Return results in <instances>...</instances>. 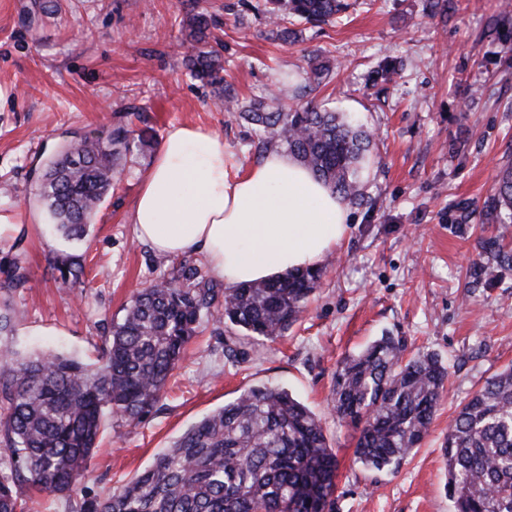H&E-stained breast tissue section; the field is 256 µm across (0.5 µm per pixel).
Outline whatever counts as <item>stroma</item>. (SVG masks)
<instances>
[{"label": "stroma", "instance_id": "35a3bbf8", "mask_svg": "<svg viewBox=\"0 0 512 512\" xmlns=\"http://www.w3.org/2000/svg\"><path fill=\"white\" fill-rule=\"evenodd\" d=\"M505 0H458L430 17L424 0H350L342 21L291 20L281 39L257 0H0V361L61 352L91 364L103 326L121 318L133 290L173 271L139 243L129 218L156 146L121 153L123 177L80 242L57 232L35 195L37 173L74 137L105 133L138 113L157 135L193 125L224 140L238 167L260 161L251 125L220 105L184 64L180 20L211 19L224 59V92L241 105L280 90L285 108L341 113L368 131L344 240L300 321L283 337L224 357L213 323L189 344L160 401L137 426L110 417L90 462L87 492L105 496L148 469L188 427L255 385H276L321 417L339 462L336 512H453L441 445L457 407L512 365V268L472 263L512 224L487 205L512 161V19ZM396 60L384 85L379 64ZM458 152H450V145ZM85 275L64 284V261ZM26 281L8 287L14 266ZM438 354L447 390L421 448L398 472L355 462L356 430L339 419L333 375L345 356L383 333Z\"/></svg>", "mask_w": 512, "mask_h": 512}]
</instances>
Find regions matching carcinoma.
Wrapping results in <instances>:
<instances>
[{"label": "carcinoma", "mask_w": 512, "mask_h": 512, "mask_svg": "<svg viewBox=\"0 0 512 512\" xmlns=\"http://www.w3.org/2000/svg\"><path fill=\"white\" fill-rule=\"evenodd\" d=\"M287 18L339 21L344 0H265ZM180 25L190 76L224 94V62L209 48L210 20L187 12ZM256 137L277 140L348 201H358V169L370 144L334 112L282 111L278 98L240 109ZM154 138L153 128L118 126L85 135L53 157L37 196L67 239L87 236L90 218L120 181L118 147ZM489 207L512 223V163L499 172ZM485 254L512 267L499 238ZM321 267L269 282L219 288L196 265L137 290L106 332L96 364L57 353L0 366V424L10 474L0 475V512H26L23 490L71 497L86 478L108 415L135 424L161 398L186 346L207 321L241 332L224 337V357L245 355L243 340H273L300 318L320 285ZM448 367L433 352L408 349L384 334L336 368V413L358 431L355 457L373 471L399 469L420 447L445 392ZM454 512H512V367L474 392L448 424L442 443ZM336 453L321 419L285 389L252 386L185 430L153 465L106 497L85 494L78 512H334Z\"/></svg>", "instance_id": "cac0c4a2"}]
</instances>
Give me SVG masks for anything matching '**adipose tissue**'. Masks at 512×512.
I'll list each match as a JSON object with an SVG mask.
<instances>
[{"label":"adipose tissue","instance_id":"ef3b65f1","mask_svg":"<svg viewBox=\"0 0 512 512\" xmlns=\"http://www.w3.org/2000/svg\"><path fill=\"white\" fill-rule=\"evenodd\" d=\"M130 222L157 254L202 253L225 287L320 265L345 237L349 211L283 149L239 170L222 138L167 130L145 173Z\"/></svg>","mask_w":512,"mask_h":512}]
</instances>
